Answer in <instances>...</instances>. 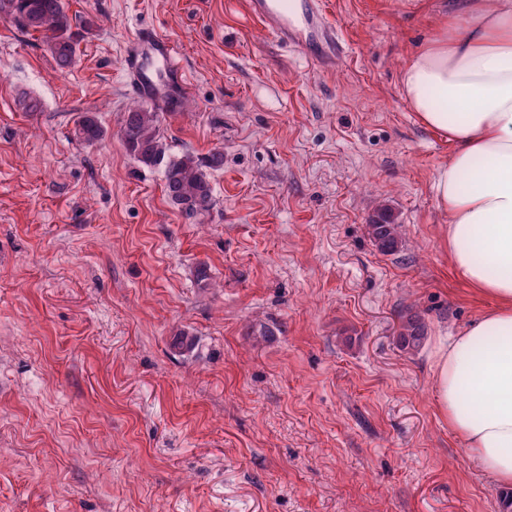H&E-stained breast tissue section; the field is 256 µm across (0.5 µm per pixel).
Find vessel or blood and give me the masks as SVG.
I'll return each instance as SVG.
<instances>
[{
	"label": "vessel or blood",
	"mask_w": 512,
	"mask_h": 512,
	"mask_svg": "<svg viewBox=\"0 0 512 512\" xmlns=\"http://www.w3.org/2000/svg\"><path fill=\"white\" fill-rule=\"evenodd\" d=\"M248 6L279 43L295 47L313 64L335 63L341 45L319 0H248ZM177 55L173 41L152 29H139L126 51L124 74L129 93L176 110L187 90Z\"/></svg>",
	"instance_id": "obj_1"
}]
</instances>
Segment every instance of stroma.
<instances>
[{"instance_id":"35a3bbf8","label":"stroma","mask_w":512,"mask_h":512,"mask_svg":"<svg viewBox=\"0 0 512 512\" xmlns=\"http://www.w3.org/2000/svg\"><path fill=\"white\" fill-rule=\"evenodd\" d=\"M324 2L344 44L326 71L247 0H66L92 28L64 70L0 19V512H503L436 405L440 338L491 301L448 267L432 178L451 147L400 90L434 20ZM145 26L189 82L160 116L172 152H224L197 218L119 137ZM81 112L102 142L76 137ZM383 207L394 255L366 232ZM75 134L86 144H95L105 136V131L93 113L82 112L75 121ZM426 337V326L419 312L407 310L396 336L397 346L411 353L420 349Z\"/></svg>"}]
</instances>
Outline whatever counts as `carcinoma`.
Instances as JSON below:
<instances>
[{
  "label": "carcinoma",
  "mask_w": 512,
  "mask_h": 512,
  "mask_svg": "<svg viewBox=\"0 0 512 512\" xmlns=\"http://www.w3.org/2000/svg\"><path fill=\"white\" fill-rule=\"evenodd\" d=\"M0 18L8 19L17 28L43 34L51 45L58 68L71 67L75 49L81 38L65 0H0ZM75 134L86 144H95L105 136L96 116L78 114ZM120 138L128 154L143 168L162 173L168 200L189 217L207 213L213 204V189L208 171L224 166V153L214 149L197 157L190 153L175 154L165 143L159 129V113L140 103L124 112ZM373 245L383 254L399 251L402 245L400 225L386 209L379 210L366 225ZM426 339V326L419 312L407 311L403 316L396 344L411 353L420 349Z\"/></svg>",
  "instance_id": "obj_1"
}]
</instances>
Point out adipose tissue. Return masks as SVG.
<instances>
[{"mask_svg": "<svg viewBox=\"0 0 512 512\" xmlns=\"http://www.w3.org/2000/svg\"><path fill=\"white\" fill-rule=\"evenodd\" d=\"M405 101L452 145L433 176L453 275L493 305L439 344L448 430L512 489V0H453L401 69Z\"/></svg>", "mask_w": 512, "mask_h": 512, "instance_id": "adipose-tissue-1", "label": "adipose tissue"}]
</instances>
